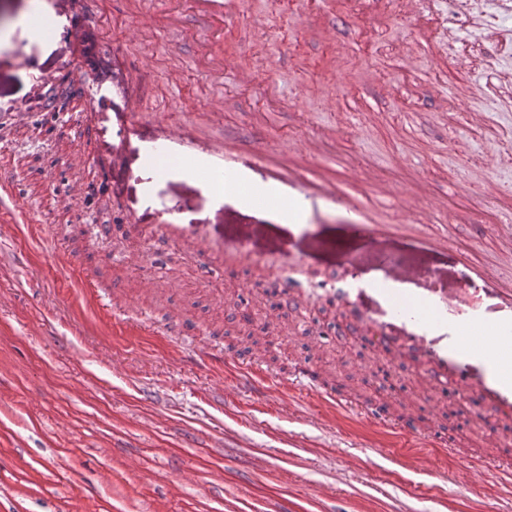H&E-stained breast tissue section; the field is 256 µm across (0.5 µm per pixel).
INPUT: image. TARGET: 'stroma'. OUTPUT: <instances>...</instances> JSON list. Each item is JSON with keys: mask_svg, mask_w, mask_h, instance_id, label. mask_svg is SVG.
I'll return each instance as SVG.
<instances>
[{"mask_svg": "<svg viewBox=\"0 0 512 512\" xmlns=\"http://www.w3.org/2000/svg\"><path fill=\"white\" fill-rule=\"evenodd\" d=\"M336 11L327 41L322 0H231L207 53L210 23L181 0H7L0 197L41 224L0 223V512H512V465L493 466L498 447L512 449V422L464 414L457 392L421 385L402 356L338 343L328 303L390 258L452 292L476 263L512 275V163L486 165L491 146L512 143V112L495 109L512 93V57L500 55L487 94L475 87L484 58L448 62L400 0L383 24L361 0ZM227 56L258 66L245 76L220 66ZM467 86L482 122L456 106ZM171 123L194 155L251 134L295 144L306 174L334 178L389 221L413 209L448 247L422 251L401 230L379 244L353 237L332 206L303 227L217 201L192 175L155 180L142 158ZM75 185L81 209L67 204ZM166 221L211 244V287L196 284L179 240L132 229ZM283 275L299 300L285 318L270 291ZM115 294L123 305L106 308ZM245 315L267 326L258 343L222 337ZM148 316L196 333H158ZM210 345L215 362L197 360ZM299 360L353 402L416 418L423 436L299 385Z\"/></svg>", "mask_w": 512, "mask_h": 512, "instance_id": "stroma-1", "label": "stroma"}]
</instances>
